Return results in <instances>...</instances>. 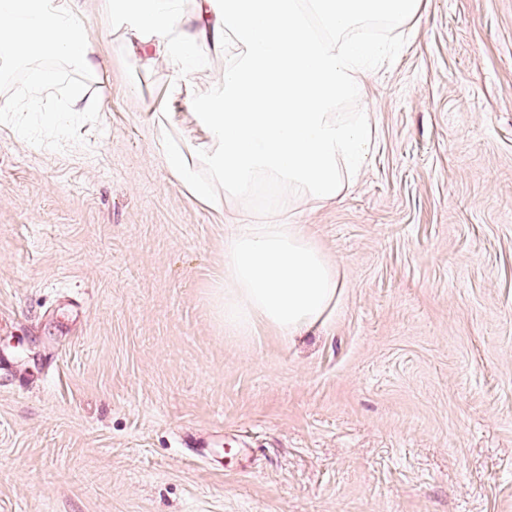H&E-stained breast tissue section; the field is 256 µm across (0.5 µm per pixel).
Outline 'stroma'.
<instances>
[{"label": "stroma", "mask_w": 512, "mask_h": 512, "mask_svg": "<svg viewBox=\"0 0 512 512\" xmlns=\"http://www.w3.org/2000/svg\"><path fill=\"white\" fill-rule=\"evenodd\" d=\"M103 63L0 112V512H512V0H422L379 35L377 146L336 201H191L155 148L170 73L79 0ZM236 53L203 49L192 92ZM84 82L103 110L39 114ZM26 124L18 135V124ZM308 225L340 297L225 334L232 223Z\"/></svg>", "instance_id": "obj_1"}]
</instances>
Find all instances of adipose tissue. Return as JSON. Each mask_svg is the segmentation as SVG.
Listing matches in <instances>:
<instances>
[{
    "label": "adipose tissue",
    "mask_w": 512,
    "mask_h": 512,
    "mask_svg": "<svg viewBox=\"0 0 512 512\" xmlns=\"http://www.w3.org/2000/svg\"><path fill=\"white\" fill-rule=\"evenodd\" d=\"M331 41L312 39L300 23L299 0H104L125 45L164 58L171 73L165 96L152 108L156 145L171 175L200 202L216 203L214 184L242 195L259 185L288 186L315 202L336 200L340 164L358 171L375 146L367 120L342 122L336 103L359 95L365 60L380 44L346 38L359 22L382 15L412 17L420 0H311ZM236 46L218 87L206 99L191 95L202 44ZM49 52L89 73L101 69L77 0H0V56L27 68V95L50 82L34 59ZM181 101L208 138L200 179L192 151L178 143L167 105ZM339 279L306 225L283 218L234 225L224 243V278L214 290L227 332L248 337L265 326L301 335L329 316Z\"/></svg>",
    "instance_id": "adipose-tissue-1"
}]
</instances>
